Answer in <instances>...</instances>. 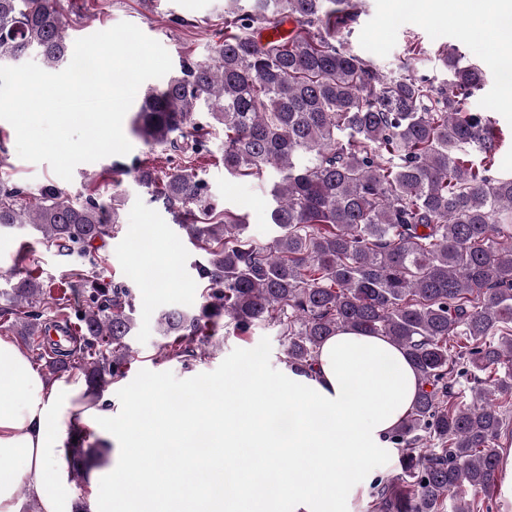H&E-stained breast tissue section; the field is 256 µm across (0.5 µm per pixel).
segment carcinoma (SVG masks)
<instances>
[{"label": "carcinoma", "mask_w": 512, "mask_h": 512, "mask_svg": "<svg viewBox=\"0 0 512 512\" xmlns=\"http://www.w3.org/2000/svg\"><path fill=\"white\" fill-rule=\"evenodd\" d=\"M283 17L294 23L288 37H259ZM358 17L354 0H227L224 41L142 99L132 131L145 142L200 155L220 126L225 174H279L274 236L261 243L243 217L216 212L193 169L136 168L204 254L201 302L161 312L159 333L166 357L185 362L208 355L206 330L221 319L239 336L267 324L285 363L305 369L340 328L388 337L422 387L392 438L401 473L374 481L371 510L485 512L512 424V175L495 167L491 117L466 109L486 73L452 47L438 54L442 82L388 77L349 47ZM32 54L45 68L71 60L58 0H0V57ZM118 223L92 194L28 193L0 177V229L28 224L47 247L89 256ZM84 285L80 270L60 280L54 314L75 334L49 343L46 368L80 371L99 399L126 376L135 305L127 288ZM79 291L82 306L72 302ZM0 295L11 331L43 333L39 275L18 273ZM464 379L493 390L468 400ZM84 442L66 448L78 483L97 454Z\"/></svg>", "instance_id": "carcinoma-1"}]
</instances>
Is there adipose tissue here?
<instances>
[{
  "label": "adipose tissue",
  "instance_id": "obj_1",
  "mask_svg": "<svg viewBox=\"0 0 512 512\" xmlns=\"http://www.w3.org/2000/svg\"><path fill=\"white\" fill-rule=\"evenodd\" d=\"M211 406L167 414L147 427L134 402L112 410L87 394L82 375L46 379L11 340L0 337V512H19L27 480L39 512H76L63 462L66 444L91 428L131 447L119 468L112 512H352L374 461L411 411L421 380L389 338L342 328L320 347L313 369L275 378L249 364ZM271 394H254V387ZM126 426L115 433L116 417ZM183 466L168 469V456ZM290 467H282V458ZM220 474L234 496L196 487Z\"/></svg>",
  "mask_w": 512,
  "mask_h": 512
}]
</instances>
